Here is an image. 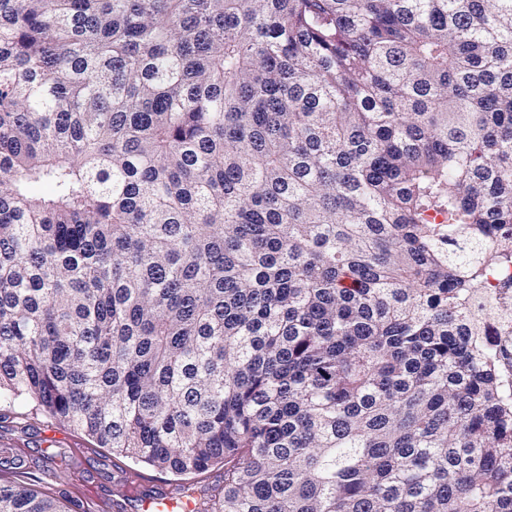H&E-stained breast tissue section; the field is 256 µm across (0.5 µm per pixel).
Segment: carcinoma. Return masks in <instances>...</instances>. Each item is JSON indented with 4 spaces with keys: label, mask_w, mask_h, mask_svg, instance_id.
I'll use <instances>...</instances> for the list:
<instances>
[{
    "label": "carcinoma",
    "mask_w": 512,
    "mask_h": 512,
    "mask_svg": "<svg viewBox=\"0 0 512 512\" xmlns=\"http://www.w3.org/2000/svg\"><path fill=\"white\" fill-rule=\"evenodd\" d=\"M507 264L512 0H0V404L196 512H512Z\"/></svg>",
    "instance_id": "obj_1"
}]
</instances>
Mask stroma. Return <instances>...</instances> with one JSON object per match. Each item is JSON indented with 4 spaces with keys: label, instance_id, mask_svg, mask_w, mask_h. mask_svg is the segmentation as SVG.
<instances>
[{
    "label": "stroma",
    "instance_id": "obj_1",
    "mask_svg": "<svg viewBox=\"0 0 512 512\" xmlns=\"http://www.w3.org/2000/svg\"><path fill=\"white\" fill-rule=\"evenodd\" d=\"M0 449L33 472L35 489L60 499L66 512H142L139 497L179 487V477L102 448L82 431L19 401L0 419ZM57 465L46 468L47 457Z\"/></svg>",
    "mask_w": 512,
    "mask_h": 512
}]
</instances>
